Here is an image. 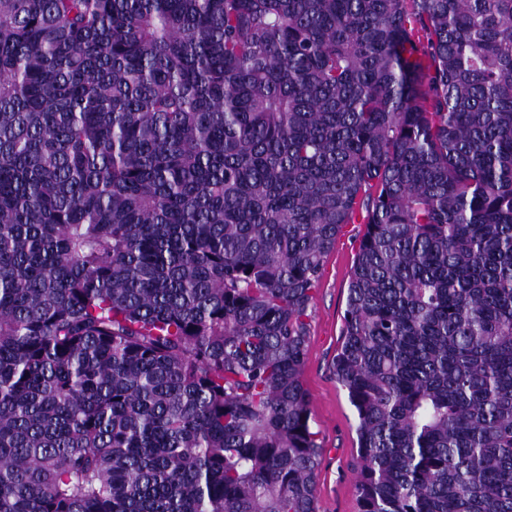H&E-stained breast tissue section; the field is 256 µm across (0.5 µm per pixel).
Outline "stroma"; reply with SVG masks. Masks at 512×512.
Returning <instances> with one entry per match:
<instances>
[{
    "instance_id": "35a3bbf8",
    "label": "stroma",
    "mask_w": 512,
    "mask_h": 512,
    "mask_svg": "<svg viewBox=\"0 0 512 512\" xmlns=\"http://www.w3.org/2000/svg\"><path fill=\"white\" fill-rule=\"evenodd\" d=\"M362 232L359 224L345 227L325 260L310 308L303 381L310 394L311 423L322 443L316 512H358L356 413L336 379L333 363L341 344L349 278Z\"/></svg>"
}]
</instances>
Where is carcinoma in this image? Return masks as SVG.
Here are the masks:
<instances>
[{
	"instance_id": "carcinoma-1",
	"label": "carcinoma",
	"mask_w": 512,
	"mask_h": 512,
	"mask_svg": "<svg viewBox=\"0 0 512 512\" xmlns=\"http://www.w3.org/2000/svg\"><path fill=\"white\" fill-rule=\"evenodd\" d=\"M512 512V0H0V512ZM362 224H348L327 256L310 308L309 343L303 381L310 394L311 423L322 452L316 512H358L354 469L358 458L356 413L336 380L333 363L341 344L348 284Z\"/></svg>"
}]
</instances>
